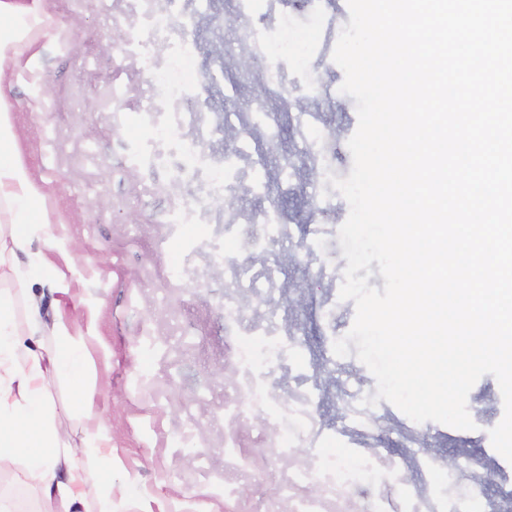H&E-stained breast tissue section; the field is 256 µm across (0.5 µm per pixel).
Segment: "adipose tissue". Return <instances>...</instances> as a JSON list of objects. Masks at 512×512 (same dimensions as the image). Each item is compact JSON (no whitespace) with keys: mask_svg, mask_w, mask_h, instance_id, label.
I'll list each match as a JSON object with an SVG mask.
<instances>
[{"mask_svg":"<svg viewBox=\"0 0 512 512\" xmlns=\"http://www.w3.org/2000/svg\"><path fill=\"white\" fill-rule=\"evenodd\" d=\"M33 13L37 4L20 7L16 0H0V71L20 63L16 44L23 30H5L4 23L19 10ZM0 201L17 217L41 216L47 195L33 177L28 160L13 133L7 87L0 80ZM52 248L50 227L41 230L0 225V264L9 263L16 287L0 293V470L22 466L49 512H119L112 496L111 476L97 477L92 460H112V439L103 429L86 433L73 444L56 421L48 390L54 377L71 380L81 410L96 414L101 398L89 377L96 367L90 350L91 335L72 332L70 319L61 312L45 316L38 284L51 279L35 238ZM22 297L25 324L13 319L15 297Z\"/></svg>","mask_w":512,"mask_h":512,"instance_id":"ef3b65f1","label":"adipose tissue"}]
</instances>
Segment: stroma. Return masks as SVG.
<instances>
[{
	"instance_id": "stroma-1",
	"label": "stroma",
	"mask_w": 512,
	"mask_h": 512,
	"mask_svg": "<svg viewBox=\"0 0 512 512\" xmlns=\"http://www.w3.org/2000/svg\"><path fill=\"white\" fill-rule=\"evenodd\" d=\"M113 0L95 9H76L73 0H43V19L20 15L14 25L32 32L21 65L7 77L18 143L29 158L34 177L48 196L47 219L57 239L47 260L64 275L67 292H46L43 309L63 310L75 334L85 333L95 319L104 344L98 352L95 386L104 399L101 414L84 415L72 400L69 383L50 380L57 406L69 407L62 428L80 438L93 424L112 432L116 465L112 492L125 512H224V494L206 477L186 480L197 451L177 447L174 439L186 430L202 435L214 469L236 485L241 498L271 495L279 461L266 448L271 436L260 409L244 404L248 417L240 427L224 420V381L237 347L259 343L271 334L284 348L281 358L266 365L278 395L306 405L310 423L289 427L285 439L296 459L320 456L340 446L348 456L336 467L345 482L336 493L348 512H365L368 500H379L384 512H407L403 485L416 481L417 449L432 455L445 476L433 492L443 500L466 499L471 484L459 482L451 461L467 452L494 471L497 480L512 478V463L492 446L489 431L503 416L499 385L484 375L472 387L467 406L474 429L461 430L437 422L415 423L396 406L380 401L371 406L379 428L359 424L344 414L346 404H360L376 392L375 379L355 355L336 356L333 343L345 336L355 318L353 301L339 298L347 265L338 231L349 215L347 201L326 182L327 173L347 177L353 164L347 142L357 128L356 105L341 93L343 70L325 55L323 46L348 23V11L334 12L326 0H285L284 32L310 42L307 67L297 68L257 57L251 72L237 68L248 43L239 38L236 0H216L206 16L195 13L196 0H176L169 40L189 38L197 51L183 71L191 91L185 110L156 126V138H175L180 145L211 156L209 171L188 185L173 186L163 177L153 195H145L144 173L120 166V141L139 138L137 127H117L100 99L106 77L128 70L130 88L122 105L137 106L165 77L163 68L139 60L125 67L117 47L105 46L102 33L117 17ZM223 53V63L213 60ZM281 77L269 101L300 99L305 112L279 119L274 133L249 131L246 141L225 139L221 130L225 106L246 110L250 91L270 68ZM224 76L211 80L210 72ZM210 105L197 111L198 102ZM272 146L267 161L276 167L290 160L299 174L272 187L269 194L250 189L259 145ZM237 152V178L228 194H210L211 181L224 169V155ZM207 196L209 221L182 225L169 237L156 222L171 192ZM278 201L288 228L286 240L254 248L241 234L271 201ZM188 240L214 241L222 258L188 251ZM288 255L275 266L274 256ZM246 265L240 282L224 279L225 266ZM195 271L186 288H168L174 267ZM245 306L248 318L237 339L224 337V304ZM336 383L324 385L323 370ZM155 375L166 394L148 399L141 377ZM238 433L247 468L257 476L242 482L237 471L224 467V437Z\"/></svg>"
}]
</instances>
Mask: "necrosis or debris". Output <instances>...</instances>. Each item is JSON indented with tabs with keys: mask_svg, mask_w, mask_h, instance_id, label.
Masks as SVG:
<instances>
[{
	"mask_svg": "<svg viewBox=\"0 0 512 512\" xmlns=\"http://www.w3.org/2000/svg\"><path fill=\"white\" fill-rule=\"evenodd\" d=\"M128 14L137 21L136 30L126 32L118 45L125 58L140 56L145 47H153L156 61L166 63L169 73L165 84L157 88L136 112H116L112 121L124 126L137 124L141 139L128 141L124 146L125 161L158 171L169 165V151L164 142L150 140L152 125L157 124L163 113L179 111L187 95V88L181 79L187 60L194 54L190 41L171 44L167 35L172 26V13L161 4V0H124ZM258 55L271 57L282 62L304 66L308 48L292 43L280 31H270L254 36L251 43ZM282 353L280 343L268 340L249 349H238L231 367V378L225 382L224 390L230 398L224 407L225 418L244 423L246 414L238 405L245 398L266 413V421L272 429H280L283 416H291L298 425L307 424L308 413L304 406H287L275 393V387L260 370L263 363L278 358ZM318 479L321 492L318 496L298 498L294 495L297 485ZM339 479L335 466L325 459L313 458L302 462L286 472L272 498L252 505L251 512H279L288 507L289 512H341L342 506L336 499V483Z\"/></svg>",
	"mask_w": 512,
	"mask_h": 512,
	"instance_id": "1",
	"label": "necrosis or debris"
}]
</instances>
